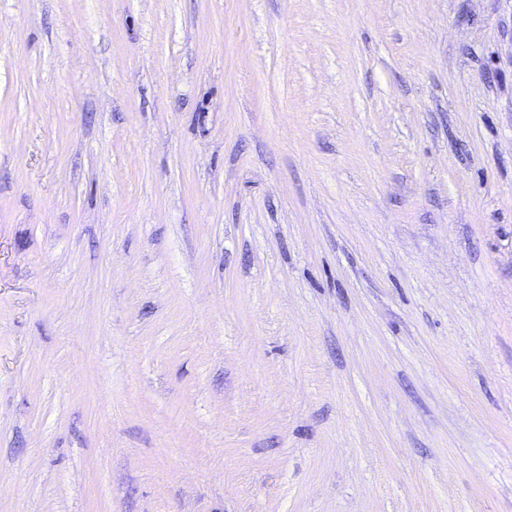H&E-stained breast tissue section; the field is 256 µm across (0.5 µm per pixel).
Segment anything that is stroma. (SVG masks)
<instances>
[{
  "mask_svg": "<svg viewBox=\"0 0 512 512\" xmlns=\"http://www.w3.org/2000/svg\"><path fill=\"white\" fill-rule=\"evenodd\" d=\"M0 512H512V0H0Z\"/></svg>",
  "mask_w": 512,
  "mask_h": 512,
  "instance_id": "1",
  "label": "stroma"
}]
</instances>
